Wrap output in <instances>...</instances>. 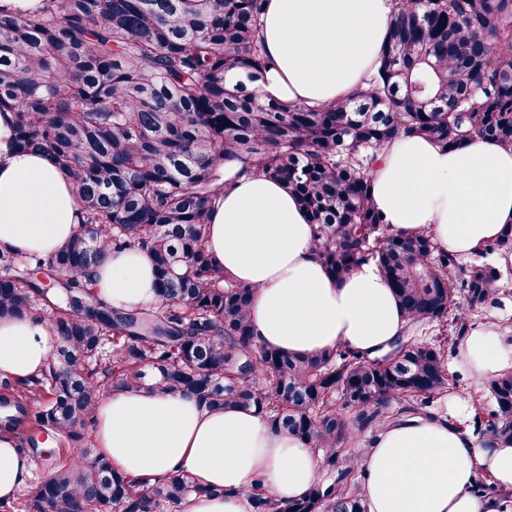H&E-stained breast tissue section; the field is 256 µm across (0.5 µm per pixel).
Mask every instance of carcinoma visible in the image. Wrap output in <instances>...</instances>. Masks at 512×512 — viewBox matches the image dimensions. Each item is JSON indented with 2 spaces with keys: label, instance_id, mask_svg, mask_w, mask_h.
<instances>
[{
  "label": "carcinoma",
  "instance_id": "cac0c4a2",
  "mask_svg": "<svg viewBox=\"0 0 512 512\" xmlns=\"http://www.w3.org/2000/svg\"><path fill=\"white\" fill-rule=\"evenodd\" d=\"M264 2L43 0L0 15V110L14 112L20 147L73 178L80 205L78 232L51 257L0 253V317L46 305L56 336L40 374L0 377V428L31 419L63 446L41 485L0 500V512H178L191 495H224L182 471L146 486L92 452L95 401L117 387L254 407L322 450L324 474L302 496L276 501L258 485L251 512H367L362 435L394 403L401 413L431 407L451 387L445 356L468 331L469 312L489 319L502 304L500 271L483 258L511 253V237L464 262L425 232H394L372 205L368 173L401 136L446 149L474 138L512 146V0H395L366 86L319 108L259 93L269 64ZM226 164L285 183L330 272L378 264L412 324L438 336L399 338L373 359L256 344L254 288L227 277L206 250L209 208L229 188ZM132 247L153 256L156 308H114L87 277L105 252ZM489 392L494 409L471 397L460 428L483 447L512 445V374ZM72 455L82 459L77 470Z\"/></svg>",
  "mask_w": 512,
  "mask_h": 512
}]
</instances>
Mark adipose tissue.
<instances>
[{
    "label": "adipose tissue",
    "instance_id": "ef3b65f1",
    "mask_svg": "<svg viewBox=\"0 0 512 512\" xmlns=\"http://www.w3.org/2000/svg\"><path fill=\"white\" fill-rule=\"evenodd\" d=\"M393 0H267L261 35L271 60L263 97L320 107L364 84L386 40ZM231 189L210 210L206 249L233 280L255 291L249 316L256 344L294 355L346 348L368 358L405 335L411 320L372 263L336 278L314 245L304 208L287 186L261 174L224 171ZM370 194L397 232L429 231L461 259L512 235V147L468 140L440 148L420 136L382 148ZM77 188L46 154L15 141L12 112H0V251L52 256L78 229ZM117 308L159 306L155 266L138 249L106 254L88 272ZM55 342L39 317L0 318V373L43 370ZM456 363L473 380L512 370V330L477 326L458 342ZM90 445L143 484L185 470L221 495L192 496L181 512H250L263 482L277 499L302 496L321 452L273 429L251 408L215 409L188 395L117 388L95 404ZM368 512H501L512 491V447L483 448L447 417L414 412L386 421L359 460ZM32 464L16 437L0 432V499L26 487ZM497 493L477 495L479 472Z\"/></svg>",
    "mask_w": 512,
    "mask_h": 512
}]
</instances>
